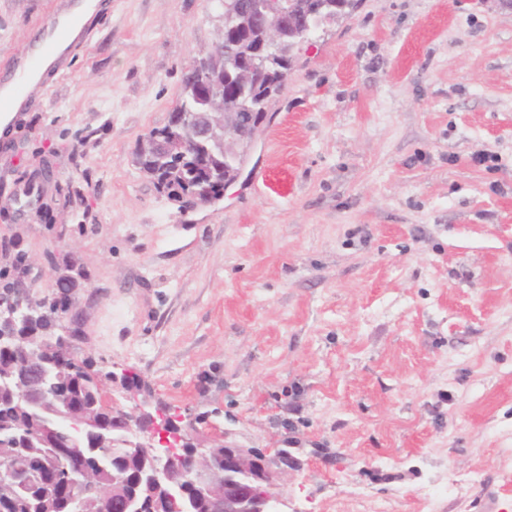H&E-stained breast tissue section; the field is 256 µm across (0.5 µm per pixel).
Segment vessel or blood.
<instances>
[{
    "label": "vessel or blood",
    "instance_id": "b4317fda",
    "mask_svg": "<svg viewBox=\"0 0 512 512\" xmlns=\"http://www.w3.org/2000/svg\"><path fill=\"white\" fill-rule=\"evenodd\" d=\"M82 0H61L43 23V38L33 45L22 66L24 72L11 80H0V117L14 112L18 102L43 101L49 77L64 76L74 53L87 43L90 29H78V7Z\"/></svg>",
    "mask_w": 512,
    "mask_h": 512
}]
</instances>
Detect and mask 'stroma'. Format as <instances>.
<instances>
[{"label":"stroma","instance_id":"stroma-1","mask_svg":"<svg viewBox=\"0 0 512 512\" xmlns=\"http://www.w3.org/2000/svg\"><path fill=\"white\" fill-rule=\"evenodd\" d=\"M57 2L0 0V78ZM223 24L219 0H111L0 134V242L31 297L79 269L78 358L139 383L105 398L288 449L285 512H512V7L357 0L223 199L188 208L137 154Z\"/></svg>","mask_w":512,"mask_h":512}]
</instances>
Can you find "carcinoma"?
<instances>
[{"instance_id": "1", "label": "carcinoma", "mask_w": 512, "mask_h": 512, "mask_svg": "<svg viewBox=\"0 0 512 512\" xmlns=\"http://www.w3.org/2000/svg\"><path fill=\"white\" fill-rule=\"evenodd\" d=\"M309 0H296L288 12V26L301 27V20ZM260 44V30L249 33H231L227 46L222 48L225 74L224 111L254 112L263 119L269 101L278 95L291 69L301 44L291 39V47L278 51L256 52ZM255 66L270 78L272 90L266 95L243 88L235 80L237 70ZM187 72L182 77V99L172 119L162 128L151 131L152 143L138 159L141 168L156 184L171 195L180 192L193 194L208 202L224 190V169L233 170V164H224V150L216 140L202 144H184L183 127L175 122L179 113L194 110L201 105L204 87L192 81ZM78 286L74 279L58 284L51 296L40 302L44 316H33L18 326L19 339L45 343L50 353L42 374L52 393L34 405L16 404V385L6 377L13 351L0 347V512H92L85 505L83 487H103L115 492L112 512L141 507L146 512H167L161 496L148 494L153 473L150 462L127 449V433L122 424L112 419V413L102 410V391L99 381L91 378L88 369L91 359L83 366L61 362V345L56 343L58 324L52 317L54 309L71 306L72 294ZM65 405L85 408L98 414L104 437H82L73 441L65 427L51 440H44L30 431L32 423L59 426L58 411ZM70 476L74 493L61 495L52 510L45 509L41 485L54 478L62 481ZM212 492L224 493V446L215 449ZM186 503L190 512H213L211 496L197 491L193 484L186 487Z\"/></svg>"}]
</instances>
